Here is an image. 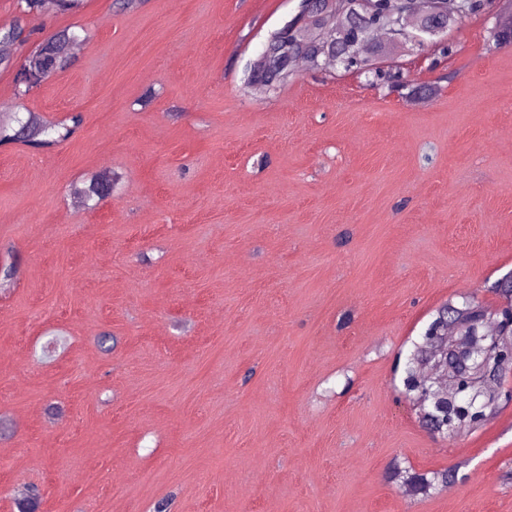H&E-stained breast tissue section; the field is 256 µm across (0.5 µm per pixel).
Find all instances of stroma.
<instances>
[{
  "label": "stroma",
  "instance_id": "1",
  "mask_svg": "<svg viewBox=\"0 0 512 512\" xmlns=\"http://www.w3.org/2000/svg\"><path fill=\"white\" fill-rule=\"evenodd\" d=\"M300 0H85L67 70L0 111L79 112L0 145V512H512V402L422 426L397 365L436 309L512 271V44L503 0L451 50L394 44L421 90L299 63L247 74ZM111 197L82 204L91 177ZM447 486L407 496L410 474ZM27 114L25 119L17 116L8 120L0 119V145L21 142L37 149L51 148L70 139L83 123V115L79 112L68 113L53 121L44 120L34 112ZM28 120L32 132L23 135L20 129ZM112 193V172H102L90 180L88 186L82 191L81 200L94 197L105 199Z\"/></svg>",
  "mask_w": 512,
  "mask_h": 512
}]
</instances>
